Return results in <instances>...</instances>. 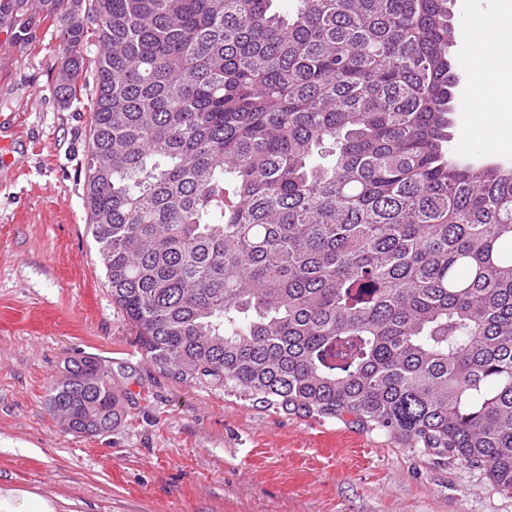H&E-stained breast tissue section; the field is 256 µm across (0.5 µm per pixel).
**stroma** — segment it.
Segmentation results:
<instances>
[{"instance_id":"1","label":"stroma","mask_w":512,"mask_h":512,"mask_svg":"<svg viewBox=\"0 0 512 512\" xmlns=\"http://www.w3.org/2000/svg\"><path fill=\"white\" fill-rule=\"evenodd\" d=\"M452 144L512 166L474 129L468 36L487 0H452ZM32 50L0 41V487L70 501L71 512H512L485 468L437 461L350 420L289 415L146 358L113 302L89 226L84 165L95 83L78 101L54 93L60 27L41 23ZM113 372L126 418L88 436L60 427L47 398L65 360Z\"/></svg>"}]
</instances>
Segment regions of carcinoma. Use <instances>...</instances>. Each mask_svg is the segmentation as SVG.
Returning a JSON list of instances; mask_svg holds the SVG:
<instances>
[{
	"mask_svg": "<svg viewBox=\"0 0 512 512\" xmlns=\"http://www.w3.org/2000/svg\"><path fill=\"white\" fill-rule=\"evenodd\" d=\"M47 19L59 101L93 72L89 223L147 359L511 494L512 168L449 146L448 0L0 3L21 51ZM47 403L79 434L125 415L91 356Z\"/></svg>",
	"mask_w": 512,
	"mask_h": 512,
	"instance_id": "1",
	"label": "carcinoma"
}]
</instances>
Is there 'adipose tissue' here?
Wrapping results in <instances>:
<instances>
[{
    "label": "adipose tissue",
    "mask_w": 512,
    "mask_h": 512,
    "mask_svg": "<svg viewBox=\"0 0 512 512\" xmlns=\"http://www.w3.org/2000/svg\"><path fill=\"white\" fill-rule=\"evenodd\" d=\"M483 50L475 55L471 70V86L479 106H512V56L501 49L498 27L483 29Z\"/></svg>",
    "instance_id": "1"
}]
</instances>
